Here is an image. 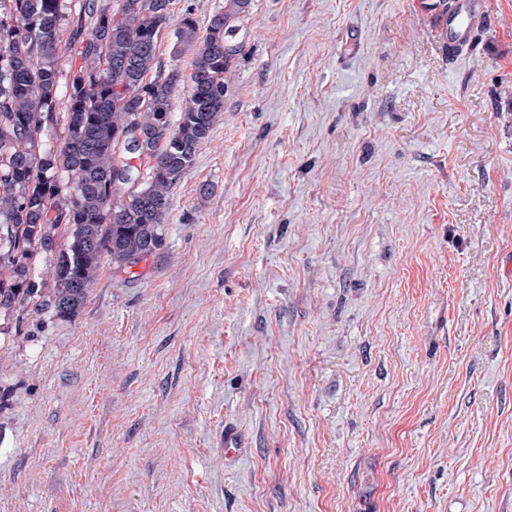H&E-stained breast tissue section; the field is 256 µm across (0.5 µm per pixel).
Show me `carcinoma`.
Listing matches in <instances>:
<instances>
[{
	"instance_id": "carcinoma-1",
	"label": "carcinoma",
	"mask_w": 512,
	"mask_h": 512,
	"mask_svg": "<svg viewBox=\"0 0 512 512\" xmlns=\"http://www.w3.org/2000/svg\"><path fill=\"white\" fill-rule=\"evenodd\" d=\"M114 2L82 0L63 45L67 0H0V318L8 321L31 305L71 317L103 258L122 265L153 254L173 188L224 113L243 48L237 21L252 0H224L202 40L191 12L173 21L171 0ZM170 27L174 52H193L187 75L158 60ZM63 50L74 60L66 71L57 69ZM181 84L188 94L174 117ZM61 122L62 145L44 149L41 133ZM62 225L69 241L57 251ZM38 252L55 255L50 288L30 277Z\"/></svg>"
}]
</instances>
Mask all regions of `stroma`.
<instances>
[{"mask_svg": "<svg viewBox=\"0 0 512 512\" xmlns=\"http://www.w3.org/2000/svg\"><path fill=\"white\" fill-rule=\"evenodd\" d=\"M448 2L253 0L159 248L0 335V512H512V0ZM485 15V0L448 3V10L440 19L448 39V57L455 59L464 52L470 45L473 31L483 23Z\"/></svg>", "mask_w": 512, "mask_h": 512, "instance_id": "stroma-1", "label": "stroma"}]
</instances>
